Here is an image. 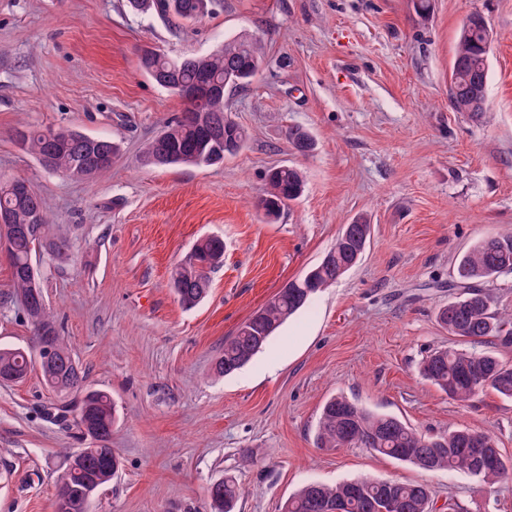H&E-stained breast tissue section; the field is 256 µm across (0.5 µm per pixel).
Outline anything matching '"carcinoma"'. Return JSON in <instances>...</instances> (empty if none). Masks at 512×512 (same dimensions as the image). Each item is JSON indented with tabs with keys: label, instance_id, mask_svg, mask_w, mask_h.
I'll list each match as a JSON object with an SVG mask.
<instances>
[{
	"label": "carcinoma",
	"instance_id": "1",
	"mask_svg": "<svg viewBox=\"0 0 512 512\" xmlns=\"http://www.w3.org/2000/svg\"><path fill=\"white\" fill-rule=\"evenodd\" d=\"M136 12L154 8L164 16L183 21L201 17L213 0H127ZM488 33L479 23L462 26L452 60L449 102L457 112L479 116L484 112L487 84ZM258 41L247 37L226 40L206 56L188 55L170 58L154 52L141 56L140 67L154 81L168 77L184 89L180 98L185 103L182 115L167 124L162 135L149 141L143 151L149 165H206L224 162V137L232 119L224 112V97H199L189 91L202 83L224 84V77L245 72L239 83L249 82L263 63ZM55 130L30 129L21 138L23 147L40 163L49 160L46 171L75 179H89L110 169L108 154L117 155L118 145L98 137L96 143L72 130L66 137L52 139ZM293 148L306 153L311 147L308 134L299 127L288 129ZM269 191L259 201L268 218L280 212L285 201L301 196L305 180L293 166H279L268 171ZM11 224H31L28 233H20L6 242L11 268L12 287L24 302L32 293L26 277L28 260L41 247L49 256L60 259L67 255L69 242L54 234V221L42 198L24 179L0 181V217ZM371 225L366 221L345 224L336 237L332 251L336 261L324 266L317 275L318 284L307 294L284 288L259 308L260 315L248 318L236 334L224 340V354L217 359L214 373L228 375L244 365L265 345L275 330L302 308L325 283H334L360 258L356 251L366 248ZM224 260V240L204 237L197 241L189 258L172 273V288L186 308L199 304L210 288L208 272ZM512 272V230L480 240L465 251L456 266L459 282L467 288L460 296L439 308L437 318L448 334L462 343H483L494 337L500 345H512V317L504 319L492 311L491 294L478 288V283ZM30 326L34 348L48 336L59 344L58 364L47 369L34 354L16 348L0 347V377L5 382L23 380L31 368L39 367L42 381L53 393L67 398L48 408V416L65 425L70 415L79 434L87 424L95 428L100 444L78 456H69L55 501V512H87L86 490L90 485L104 486L117 472L119 460L110 448L116 410L109 394L89 390L84 385V372L71 349L60 335L47 305L37 317L24 313ZM426 380L458 402L465 403L486 387L512 398V364L492 351L450 346L428 355L422 363ZM317 443L322 448H369L379 454L409 463L425 471L458 470L494 485L512 480V462L504 459L495 438L467 427L443 435L426 436L399 418L374 414L342 394L330 397L323 405L318 425ZM112 456V466L104 464ZM212 512H235L241 487L226 477L208 489ZM341 505L343 512H433L428 488L419 483L398 481H349L328 485H308L288 498L281 512H332Z\"/></svg>",
	"mask_w": 512,
	"mask_h": 512
}]
</instances>
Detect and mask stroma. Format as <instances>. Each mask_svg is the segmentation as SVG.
<instances>
[{
	"instance_id": "stroma-1",
	"label": "stroma",
	"mask_w": 512,
	"mask_h": 512,
	"mask_svg": "<svg viewBox=\"0 0 512 512\" xmlns=\"http://www.w3.org/2000/svg\"><path fill=\"white\" fill-rule=\"evenodd\" d=\"M481 14L494 34L487 107L452 109L459 30ZM246 34L264 43L251 83L227 88L243 148L211 167L146 166L142 148L184 102L140 66L155 51L204 55ZM69 128L120 145L90 180L46 172L18 130ZM305 130L310 152L288 141ZM305 190L276 220L259 207L271 167ZM27 179L70 244L41 255L45 298L88 386L116 406L121 466L89 512H210L207 490L235 477L240 512H280L308 484L422 483L435 504L512 512V481L418 468L366 448L316 444L324 403L342 394L426 435L464 426L512 459V399L468 404L420 374L456 345L436 314L458 294V256L512 229V0H220L174 25L127 0H0V179ZM367 218L359 263L316 295L241 369L217 377L226 336ZM224 240L208 297L185 309L170 288L195 242ZM31 345L0 251V346ZM39 371L0 382V512H53L75 428L47 419Z\"/></svg>"
}]
</instances>
